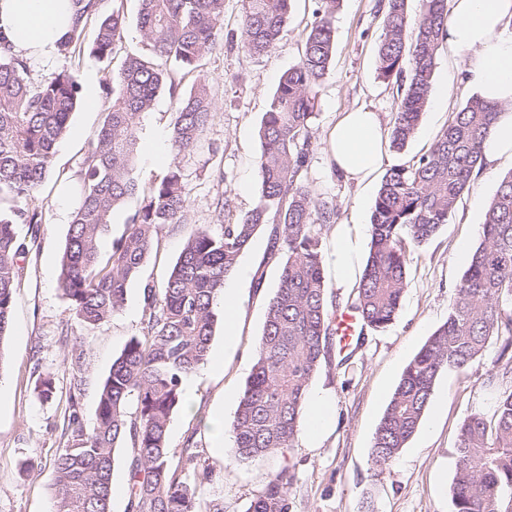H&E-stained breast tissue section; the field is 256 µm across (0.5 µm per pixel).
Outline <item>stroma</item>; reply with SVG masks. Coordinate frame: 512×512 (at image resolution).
Listing matches in <instances>:
<instances>
[{"mask_svg":"<svg viewBox=\"0 0 512 512\" xmlns=\"http://www.w3.org/2000/svg\"><path fill=\"white\" fill-rule=\"evenodd\" d=\"M381 0H340L335 14V53L331 71L321 86L312 127L315 150L306 175L311 189L332 201L338 223L360 224L369 231L380 178L365 186L347 181L335 171L329 156L328 133L339 113L358 107L377 112L383 129H390L398 99L390 86L376 78L375 58L382 34ZM139 0H100L99 14L122 11L126 26L111 56L89 54L96 22L82 35L84 46L69 56H57L48 66L32 71L34 81L68 71L79 85V101L69 130L58 143L48 180L27 199L28 208L42 215L38 228L18 225L20 237L36 238L38 246L19 258V284L14 292L9 334L0 348V512H53L50 487L53 459L66 438L65 417L71 387L70 347L67 336L84 337L82 416L95 418L100 386L113 360L142 328L143 284L162 283L169 275L183 243L195 224H219L218 198L232 200L230 220H238L260 201L254 159L259 151L258 128L281 74L303 49L305 29L313 20L314 0H294L288 21L273 49L250 56L237 48L209 54L199 72L175 70L176 90L162 89L141 119L137 155V194L117 208L111 229L100 242L102 257L125 232L126 224L148 196L152 186L172 168H179L188 190V221L166 226L158 235L139 280L127 292L121 311L108 322L89 328L70 320L68 302L58 284L59 262L69 219L60 208L75 209L82 163L101 127L110 99L105 88L118 74L127 54L149 55L138 26ZM97 76L95 93H88L90 76ZM209 83L215 114L201 146L182 156L171 147V131L178 97L190 92L198 78ZM432 95H444L448 106L427 104L415 137L404 153L386 152V165L422 154L453 112L474 96L461 82V63L440 48ZM512 163L482 172L439 233L407 253V287L400 313L386 330H365L351 358L331 348L312 379L311 390L326 395L335 410V422L318 447L297 440L282 456L240 462L232 453L233 438L225 436L222 456H214L209 423L222 410L232 423L237 397L243 393L255 362L266 308L279 277V261L268 253V229H260L241 256L229 283L237 288L241 305L236 330L226 336L216 326L208 364L189 379L194 388L192 409L172 417L169 466L179 477L189 474L188 442L194 441L212 468L200 504L223 499L224 512H246L269 476L289 465L296 480L288 492L290 512H454L452 483L460 427L472 413L492 415L501 393L487 377L497 363L502 342L491 339L478 361L463 371L442 373L425 417L406 447L390 463L376 467L371 446L376 428L403 368L446 320L448 308L472 251L482 238L484 207L494 196L499 179ZM52 373L56 397L39 403L34 386L39 374Z\"/></svg>","mask_w":512,"mask_h":512,"instance_id":"obj_1","label":"stroma"}]
</instances>
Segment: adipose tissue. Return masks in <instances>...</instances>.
Segmentation results:
<instances>
[{
  "label": "adipose tissue",
  "mask_w": 512,
  "mask_h": 512,
  "mask_svg": "<svg viewBox=\"0 0 512 512\" xmlns=\"http://www.w3.org/2000/svg\"><path fill=\"white\" fill-rule=\"evenodd\" d=\"M74 13L72 0H0V47H9L32 66H43L56 56ZM444 42L461 57L469 85L499 107L483 151L486 168L512 161V0H448ZM384 143L376 112L366 108L340 113L329 135L336 168L360 185L380 168ZM358 250L353 225H337L328 264L338 281L354 276Z\"/></svg>",
  "instance_id": "obj_1"
}]
</instances>
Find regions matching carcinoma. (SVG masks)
Masks as SVG:
<instances>
[{
  "instance_id": "cac0c4a2",
  "label": "carcinoma",
  "mask_w": 512,
  "mask_h": 512,
  "mask_svg": "<svg viewBox=\"0 0 512 512\" xmlns=\"http://www.w3.org/2000/svg\"><path fill=\"white\" fill-rule=\"evenodd\" d=\"M293 0H243L239 35H224V0H140L137 26L151 59L126 56L112 88L102 126L81 169L79 204L60 259L59 288L70 317L95 327L124 306L130 283L147 261L156 236L187 221V191L172 169L135 210L127 230L102 260L101 237L112 214L136 193L134 177L142 114L158 91L174 88L175 64L195 71L224 43L252 55L268 53L286 24ZM407 0H387L377 47V78L396 86L399 98L390 146L401 151L415 136L431 90L438 51L446 35L447 0H423L413 20ZM339 0H316L314 20L299 61L280 76L259 131L255 168L257 207L215 234L193 228L167 277L143 285L142 333L125 345L105 377L95 419L81 415L80 367H73L64 451L53 460L54 512H111L117 488L116 452L130 448L127 512H198L200 486L212 470L190 454L194 482L180 480L168 464V427L183 405L184 380L205 364L218 320L224 282L256 231L272 225L270 255L279 256V282L266 309L257 356L232 422L233 454L251 461L291 449L303 426L312 378L336 333L329 310L321 248L322 230L336 223V205L304 179L314 151L312 119L334 53L333 18ZM75 18L60 52L71 53L98 13V0H74ZM125 25L116 12L103 19L90 54L104 58ZM15 54H0V343L7 336L17 258L28 244L17 225L42 223L22 203L45 183L55 147L66 135L78 101L73 76L58 72L41 82ZM215 112L205 80L178 98L171 136L175 156L199 146ZM498 106L472 97L452 113L431 148L384 174L370 222V247L347 308L361 329H386L397 318L407 286L406 243H427L448 223L461 196L484 167L483 148ZM502 337L501 366L491 384H507L492 416L464 420L456 448L454 512H512V171L485 212L482 238L455 290L448 317L404 368L376 429L371 456L391 462L417 431L445 371L476 362L492 337ZM44 402L55 396V377L35 385ZM295 472L277 471L247 512H289Z\"/></svg>"
}]
</instances>
